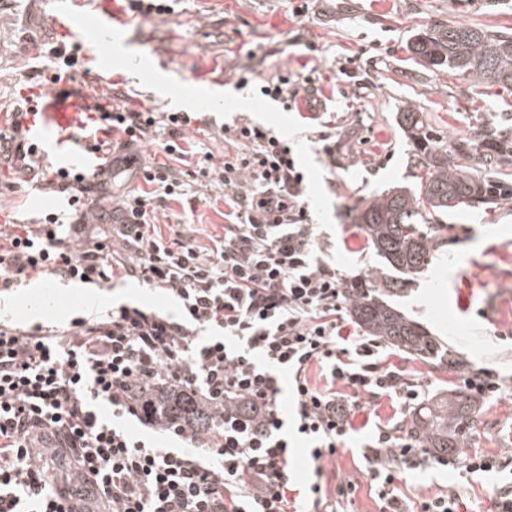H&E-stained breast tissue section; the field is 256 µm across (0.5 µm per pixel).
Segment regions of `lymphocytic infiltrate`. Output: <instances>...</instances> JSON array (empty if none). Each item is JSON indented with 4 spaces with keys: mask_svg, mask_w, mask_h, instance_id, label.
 <instances>
[{
    "mask_svg": "<svg viewBox=\"0 0 512 512\" xmlns=\"http://www.w3.org/2000/svg\"><path fill=\"white\" fill-rule=\"evenodd\" d=\"M256 81L285 105L314 78L239 71V85ZM192 122L188 112L112 105L93 143L105 162L73 173L35 165L22 134L0 138L7 162L70 207L65 218L0 230V294L33 276L99 287L133 279L178 308L121 304L66 326L0 321V512H67L66 496L80 512H339L359 480L330 486L323 476L355 418L384 397L408 412L426 391L379 339L347 330L352 290L317 255L303 167L272 129L237 118L220 128L222 166L208 153L198 161L197 176L222 186L229 208L211 247L183 225L158 228L159 207L187 189L177 165ZM148 143L155 152L140 160ZM132 179L139 187L115 192L116 181ZM144 384L211 408L212 424L157 421L135 401ZM128 416L152 437L134 436ZM162 436L179 447H161ZM300 437L311 444L304 482ZM360 453L379 512H460L456 487L415 500L400 488L405 471L447 463L404 424L376 425Z\"/></svg>",
    "mask_w": 512,
    "mask_h": 512,
    "instance_id": "lymphocytic-infiltrate-1",
    "label": "lymphocytic infiltrate"
}]
</instances>
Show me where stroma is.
<instances>
[{"label": "stroma", "instance_id": "1", "mask_svg": "<svg viewBox=\"0 0 512 512\" xmlns=\"http://www.w3.org/2000/svg\"><path fill=\"white\" fill-rule=\"evenodd\" d=\"M303 4L308 14L295 15ZM115 13L124 23L114 30L105 61L121 105L183 112L209 100L201 123L188 134L191 166L206 151L223 161L218 129L243 113L287 137L308 170L311 220L329 242L323 259L352 283L375 272L398 276L349 215L374 196L413 181L399 113L418 111L441 139L470 135L476 110L491 125L512 121V93L417 66L407 50L415 33L439 22L512 33V0H178L173 15L142 20L131 12L130 0H72L67 17L81 34L75 44L57 37L43 0H0V124L6 121L4 104L30 86H41L55 100L81 90L85 78L56 84L51 78L62 68L63 55L76 53L85 65L98 54V29ZM247 63L266 76L313 67L318 76L287 110L264 97L258 85L239 86L237 72ZM331 130L337 139L332 165L318 140L319 132ZM58 206L53 195L33 190L30 176L0 163V225L33 224ZM224 212L223 190L196 184L180 200L166 202L158 222L194 225L206 246L211 236L222 235ZM438 236L441 253L391 294L389 304L448 344L466 369L485 367L512 379V202L486 213L450 214ZM116 296L177 311L172 301L134 280L114 292L31 278L0 300V318L18 325L66 324L87 302L108 307ZM389 360L423 379L427 398L461 385L454 369L398 350ZM478 409L463 452L512 450V394L479 400ZM497 480L492 473L473 480L437 466L407 471L400 486L420 497L454 485L468 512H490L489 490Z\"/></svg>", "mask_w": 512, "mask_h": 512}]
</instances>
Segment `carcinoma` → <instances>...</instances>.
<instances>
[{
	"label": "carcinoma",
	"instance_id": "cac0c4a2",
	"mask_svg": "<svg viewBox=\"0 0 512 512\" xmlns=\"http://www.w3.org/2000/svg\"><path fill=\"white\" fill-rule=\"evenodd\" d=\"M411 59L432 71H449L470 79L512 89V34L478 26L438 23L412 36ZM473 137L437 142L424 127L419 113L408 108L399 123L412 145V167L419 170L410 186L396 187L354 208L352 223L363 231L367 242L394 269L413 275L426 265L440 245L433 228L440 218L473 206L486 210L512 200V173L499 162L512 155V139L502 132L487 131L481 114L474 113ZM486 173L469 171L472 163ZM482 194L477 205L466 202ZM401 283L374 275L358 285L350 300L353 319L371 335L389 345L414 354L438 367L463 369L452 350L422 326L407 319L381 300L380 294ZM152 401L160 419L175 415L195 421L206 414L177 396L148 386L137 402ZM477 400L450 389L410 418L409 430L429 451L442 456L461 447L462 430L474 423Z\"/></svg>",
	"mask_w": 512,
	"mask_h": 512
}]
</instances>
